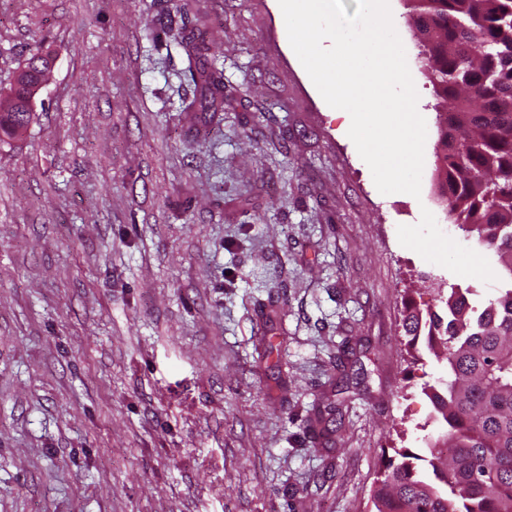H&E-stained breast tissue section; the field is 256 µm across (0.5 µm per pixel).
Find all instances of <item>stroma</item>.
Instances as JSON below:
<instances>
[{
    "instance_id": "obj_1",
    "label": "stroma",
    "mask_w": 512,
    "mask_h": 512,
    "mask_svg": "<svg viewBox=\"0 0 512 512\" xmlns=\"http://www.w3.org/2000/svg\"><path fill=\"white\" fill-rule=\"evenodd\" d=\"M182 5L223 111L189 108L164 34ZM395 6L430 133L417 198L377 190L278 0H0V87L55 58L0 141V512H370L383 452L438 436L423 389L444 365L409 354L402 301L508 281L398 241L427 209L487 252L448 218ZM25 82L29 84L30 93L25 98H11V106L14 112H33L35 97L52 78L53 61L50 57L47 63L35 60L30 65L24 64L19 71ZM32 119L33 114L27 117L26 128L24 129V131H19L20 128L24 127L22 119H20L16 113L0 111V141L3 140L2 137L6 139H14L22 135L31 124Z\"/></svg>"
}]
</instances>
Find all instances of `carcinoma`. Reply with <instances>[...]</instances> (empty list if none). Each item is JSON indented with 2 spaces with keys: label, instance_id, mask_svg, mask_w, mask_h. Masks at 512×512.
<instances>
[{
  "label": "carcinoma",
  "instance_id": "carcinoma-1",
  "mask_svg": "<svg viewBox=\"0 0 512 512\" xmlns=\"http://www.w3.org/2000/svg\"><path fill=\"white\" fill-rule=\"evenodd\" d=\"M410 13L436 107L453 108L436 146L446 169L441 192L456 186L448 214L512 277V0H412ZM175 43L211 50L185 21ZM188 73L210 106L221 107L222 74L191 65ZM32 119L0 111V136L19 137ZM468 295L440 291L442 312L405 319L409 348L426 326L446 362V375L426 390L446 429L424 456L396 448L383 459L373 512H512V287L480 310Z\"/></svg>",
  "mask_w": 512,
  "mask_h": 512
}]
</instances>
